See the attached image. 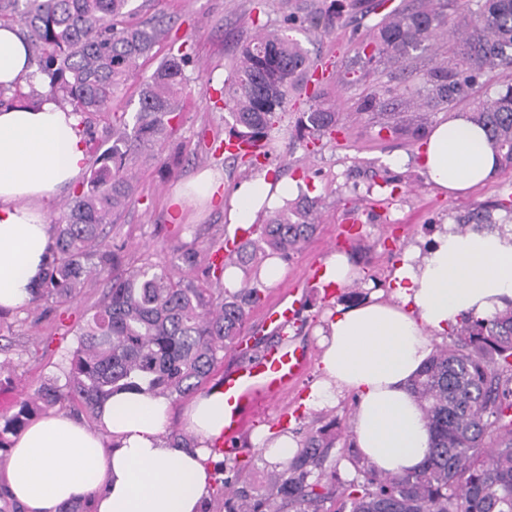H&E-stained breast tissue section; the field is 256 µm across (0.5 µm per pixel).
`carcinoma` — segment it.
<instances>
[{
  "mask_svg": "<svg viewBox=\"0 0 512 512\" xmlns=\"http://www.w3.org/2000/svg\"><path fill=\"white\" fill-rule=\"evenodd\" d=\"M130 2L0 0V24L21 27L36 66L28 91L0 89V106L49 96L86 119L104 111L165 33L160 19L130 21L137 15ZM288 21L321 33L329 17L305 8ZM444 35L452 49L448 65L427 75L426 107L466 99L487 72L512 69V0H463L451 13L436 0H420L372 30L362 52L370 60L407 59ZM192 62L191 47H179L141 85L132 118L113 120L110 145L91 169L87 190L68 200L54 225L51 257L29 303H67L87 281L113 269L116 253L102 227L133 202L139 147L167 134ZM309 65L301 45L283 33L261 32L247 41L224 80V107L233 120L229 140L264 147L291 94L309 81ZM470 118L486 131L501 167L512 168V83L475 103ZM335 131L336 110L317 88L296 134L319 140ZM318 210V201L303 192L285 201L262 225L261 241L287 256L315 234ZM495 223L486 206L458 221L463 232ZM255 250L256 242H243L233 264L247 266ZM261 294L249 282L238 289L174 282L160 264L112 274L76 333L66 385L45 381L0 422V452L46 407L77 401L95 419L118 391L170 399L201 391ZM451 336L410 383L430 434L422 468L382 476L354 453L355 475L344 481L337 470H323L329 443L318 431L282 465L264 496L225 480L221 507L205 512H512V304L487 318L463 315Z\"/></svg>",
  "mask_w": 512,
  "mask_h": 512,
  "instance_id": "1",
  "label": "carcinoma"
}]
</instances>
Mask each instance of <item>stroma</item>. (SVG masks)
Masks as SVG:
<instances>
[{"label": "stroma", "mask_w": 512, "mask_h": 512, "mask_svg": "<svg viewBox=\"0 0 512 512\" xmlns=\"http://www.w3.org/2000/svg\"><path fill=\"white\" fill-rule=\"evenodd\" d=\"M411 0H387L376 6L365 0L357 17L335 21L326 33L314 34L289 24L288 0H134L140 17L155 15L170 21L171 29L148 58L140 60L137 74L113 95L104 113L94 117L83 139L90 159H97L112 132L113 115L132 112L139 87L180 44L191 46L194 63L186 70L189 81L181 96L182 109L172 120L168 136L152 145V159L137 171L135 202L105 233L114 244L123 270L156 263L172 281H193L201 288H219L223 281L214 271L213 258L224 248V214L205 210L190 224L168 220V199L197 171L209 169L224 176V191L254 171L244 160L228 159L224 142L232 120L223 108L219 89L240 46L260 30L288 33L310 59L333 71L325 87L326 98L336 105L340 130L317 144L292 137L299 112L308 108L306 93L294 95L271 132L268 156L262 168L296 179L318 198V228L298 251L286 257V277L267 287L260 306L246 325L242 348L225 354L222 367L210 376L217 383L225 366L252 358L274 335L263 318L267 306L288 296L299 303L298 319L290 335L308 351L309 368L287 395L260 408L253 429L288 430L301 440L311 431L324 430L332 442L327 467L337 468L342 479L354 469L347 459L353 444L352 397H338L335 405L309 408L305 400L317 380L322 349L317 333L337 307H350L378 291H386L389 273L403 252L429 242L438 225L456 229L461 215L479 205L512 198V168L500 170L491 183L452 198L427 185L419 171L423 131L448 120L454 113L471 111L474 99L494 94L499 84L512 79V71L493 72L476 86L469 100L434 109L419 107L423 73L448 57L447 42L414 52L412 64L419 78L400 80V62L383 58L365 63L357 56L370 31L387 22L391 12ZM379 102L364 112L366 98ZM347 255L359 276L354 283L326 295L322 286L308 282L312 261L329 255ZM106 277L88 281L64 305L43 302L0 313V418L10 417L49 379H63L65 359L75 343V331L98 304L107 287ZM239 453L225 457L224 474L241 476L255 497H262L275 469L250 435L238 439Z\"/></svg>", "instance_id": "stroma-1"}]
</instances>
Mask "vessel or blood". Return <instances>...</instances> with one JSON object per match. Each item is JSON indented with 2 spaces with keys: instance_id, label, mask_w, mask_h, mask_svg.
I'll return each mask as SVG.
<instances>
[{
  "instance_id": "1",
  "label": "vessel or blood",
  "mask_w": 512,
  "mask_h": 512,
  "mask_svg": "<svg viewBox=\"0 0 512 512\" xmlns=\"http://www.w3.org/2000/svg\"><path fill=\"white\" fill-rule=\"evenodd\" d=\"M296 313V307L284 302L269 309L266 320L279 343L225 370L219 386L224 395V430L216 441L225 454L235 453V442L249 427L255 406L287 394L289 386L305 373L307 352L287 340Z\"/></svg>"
}]
</instances>
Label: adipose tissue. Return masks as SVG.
Listing matches in <instances>:
<instances>
[{"label": "adipose tissue", "instance_id": "ef3b65f1", "mask_svg": "<svg viewBox=\"0 0 512 512\" xmlns=\"http://www.w3.org/2000/svg\"><path fill=\"white\" fill-rule=\"evenodd\" d=\"M20 27H0V86H25L33 71ZM78 116L50 98L0 109V308L29 301L49 259L45 207L85 173L89 155ZM498 154L468 114L433 126L420 153L426 183L462 195L491 181ZM211 208H227V235L248 230L262 208L297 191L296 180L255 171L232 199L221 174L205 170L188 184ZM394 294L337 308L321 345L319 377L306 404L356 397L355 441L376 470L403 474L422 467L429 437L410 382L429 358L434 337L464 313L493 315L512 301V224L436 231L425 248L405 250L389 278ZM171 404L121 391L102 406L97 428L61 414L32 421L12 438L4 474L23 512H59L92 494L94 512H204L213 474L209 442L224 430V397L195 396L183 417L197 440L183 448L165 440Z\"/></svg>", "mask_w": 512, "mask_h": 512}]
</instances>
